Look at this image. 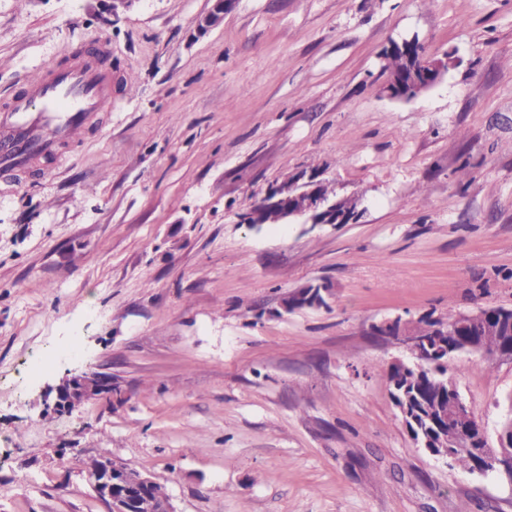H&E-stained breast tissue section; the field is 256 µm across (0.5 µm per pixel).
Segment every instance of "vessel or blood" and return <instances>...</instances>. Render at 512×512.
Instances as JSON below:
<instances>
[{
    "mask_svg": "<svg viewBox=\"0 0 512 512\" xmlns=\"http://www.w3.org/2000/svg\"><path fill=\"white\" fill-rule=\"evenodd\" d=\"M110 100L106 75L88 66L25 78L22 90L0 106V174L14 175L79 140L88 115Z\"/></svg>",
    "mask_w": 512,
    "mask_h": 512,
    "instance_id": "b4317fda",
    "label": "vessel or blood"
}]
</instances>
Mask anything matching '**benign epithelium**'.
Masks as SVG:
<instances>
[{"label": "benign epithelium", "instance_id": "7a95c632", "mask_svg": "<svg viewBox=\"0 0 512 512\" xmlns=\"http://www.w3.org/2000/svg\"><path fill=\"white\" fill-rule=\"evenodd\" d=\"M224 0H213L210 10L200 17L197 28L206 32L224 19ZM453 64L451 57H428L417 64L410 62L399 78L386 80L384 92L395 100L409 101L427 92L440 83L448 74ZM319 175L301 173L298 176L271 187L267 194V208L264 211L247 209L238 214L239 223L251 227L265 224H354L361 211L359 207L346 208L337 199L330 200L323 196L315 183ZM328 290L315 288L306 294L298 293L296 298L304 306L326 305ZM497 324L491 325L488 315L483 310L463 314L459 326L468 327L478 332L490 328L509 329V335L503 337L499 347L493 352L496 359L512 358V308L504 307L496 314ZM381 335L391 334L412 356L429 352L436 363L447 366L448 358L461 353L480 352L482 346L475 336H461L456 328L436 327L433 337L421 336L401 324L400 320L383 322L376 326ZM393 365L400 371V376L392 382L391 399L398 410L402 423L415 443L430 455L442 460H454L452 449L456 442H445L448 431L465 432L469 442L478 445L474 453L478 456L473 471L481 474L502 475L512 483V412L499 425L497 431L498 446L489 445L485 426L480 419L471 414L463 401L456 385L448 382V399H436L428 406V416L418 422L419 410L408 393L410 384L416 382L413 377L403 378L407 362L397 360ZM110 385L99 374L84 372L72 375L67 382L52 386L43 393L44 404L56 408L74 407L97 395L108 391ZM152 483L144 475L127 479L125 469L114 459L102 460L98 473L95 474L94 487L97 494L108 504L109 512H133L136 498L130 493L134 489L143 491Z\"/></svg>", "mask_w": 512, "mask_h": 512}]
</instances>
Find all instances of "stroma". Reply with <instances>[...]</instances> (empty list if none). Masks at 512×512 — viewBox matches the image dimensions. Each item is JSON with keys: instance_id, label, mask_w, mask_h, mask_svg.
Here are the masks:
<instances>
[{"instance_id": "1", "label": "stroma", "mask_w": 512, "mask_h": 512, "mask_svg": "<svg viewBox=\"0 0 512 512\" xmlns=\"http://www.w3.org/2000/svg\"><path fill=\"white\" fill-rule=\"evenodd\" d=\"M211 5L0 0V103L78 46L112 75L79 143L0 178V512H108L103 448L176 512H512L414 444L375 330L512 307V0H234L198 33ZM414 37L456 64L396 101L382 53ZM303 171L360 223H239ZM310 285L327 306L284 309ZM82 372L115 393L44 407ZM448 376L496 443L512 361Z\"/></svg>"}]
</instances>
